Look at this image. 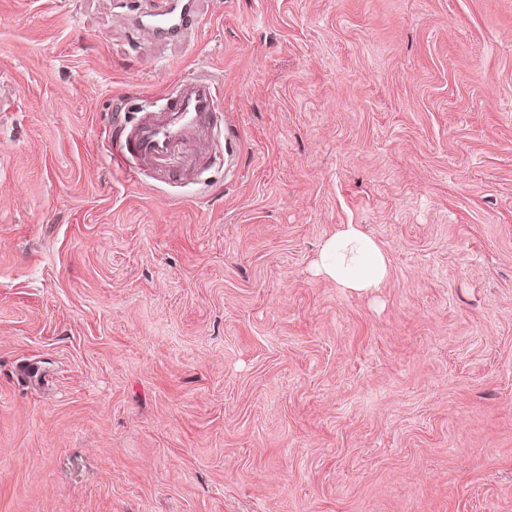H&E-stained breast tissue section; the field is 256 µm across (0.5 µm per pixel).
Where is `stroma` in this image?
<instances>
[{
    "instance_id": "obj_1",
    "label": "stroma",
    "mask_w": 512,
    "mask_h": 512,
    "mask_svg": "<svg viewBox=\"0 0 512 512\" xmlns=\"http://www.w3.org/2000/svg\"><path fill=\"white\" fill-rule=\"evenodd\" d=\"M162 3L0 0V512H512V0ZM202 73L196 174L114 164ZM153 20L149 28L156 31H173L186 29L193 22L192 2L189 0H177L173 8L164 11ZM316 273L345 291L368 292L388 277L389 264L382 247L358 224H343L322 244Z\"/></svg>"
}]
</instances>
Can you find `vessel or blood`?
<instances>
[{
	"instance_id": "1",
	"label": "vessel or blood",
	"mask_w": 512,
	"mask_h": 512,
	"mask_svg": "<svg viewBox=\"0 0 512 512\" xmlns=\"http://www.w3.org/2000/svg\"><path fill=\"white\" fill-rule=\"evenodd\" d=\"M193 16L191 0H177L150 28L155 32L181 30L191 26ZM218 94L216 81L192 76L159 96L154 106L142 108L122 130L119 156L123 163L159 181L174 173L191 177L193 166L179 165L178 160L189 142L211 138Z\"/></svg>"
}]
</instances>
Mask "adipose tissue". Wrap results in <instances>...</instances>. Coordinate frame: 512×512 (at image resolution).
Here are the masks:
<instances>
[{
    "label": "adipose tissue",
    "mask_w": 512,
    "mask_h": 512,
    "mask_svg": "<svg viewBox=\"0 0 512 512\" xmlns=\"http://www.w3.org/2000/svg\"><path fill=\"white\" fill-rule=\"evenodd\" d=\"M315 270L345 291L368 292L379 287L389 274L382 247L364 234L360 225H341L322 244Z\"/></svg>",
    "instance_id": "ef3b65f1"
}]
</instances>
